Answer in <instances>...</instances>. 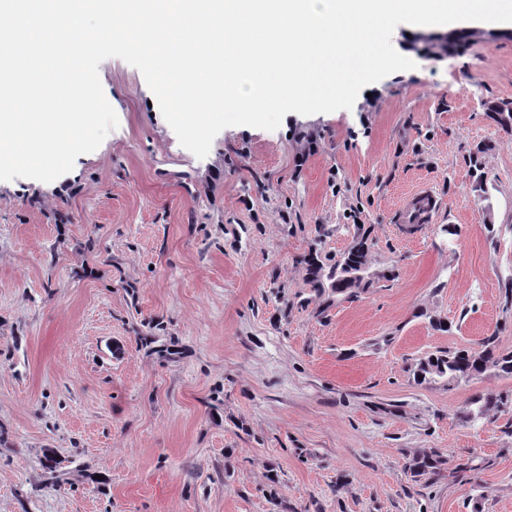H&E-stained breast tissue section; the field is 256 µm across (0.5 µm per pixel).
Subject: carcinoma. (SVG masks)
<instances>
[{"label":"carcinoma","instance_id":"cac0c4a2","mask_svg":"<svg viewBox=\"0 0 512 512\" xmlns=\"http://www.w3.org/2000/svg\"><path fill=\"white\" fill-rule=\"evenodd\" d=\"M472 34L464 31H451L446 34H425L419 38L421 49L435 54H456L469 45ZM366 247L361 241L356 242L331 267L327 279L331 287L338 292H345L363 281L362 272L365 267ZM493 367L507 375L512 374V354H499L491 346L484 343L478 352L461 349L455 351H439L420 360L415 370L417 381L422 383L436 377L447 382L467 379ZM414 477L427 476L434 480L442 478L438 456L423 453L415 457L408 466Z\"/></svg>","mask_w":512,"mask_h":512}]
</instances>
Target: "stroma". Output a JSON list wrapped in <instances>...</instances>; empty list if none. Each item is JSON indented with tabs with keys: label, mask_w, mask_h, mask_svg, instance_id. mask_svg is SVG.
<instances>
[{
	"label": "stroma",
	"mask_w": 512,
	"mask_h": 512,
	"mask_svg": "<svg viewBox=\"0 0 512 512\" xmlns=\"http://www.w3.org/2000/svg\"><path fill=\"white\" fill-rule=\"evenodd\" d=\"M412 59L202 159L100 64L117 127L53 182L0 181V512H512V375L413 379L512 352V132L487 110L512 39ZM420 187L432 222L398 223ZM360 238L355 295L315 289L305 256ZM430 451L443 479H414ZM488 339L478 352L461 349L438 351L421 359L415 370L417 381L422 383L435 377L448 383L467 379L493 367L507 375L512 374V354H499Z\"/></svg>",
	"instance_id": "obj_1"
}]
</instances>
